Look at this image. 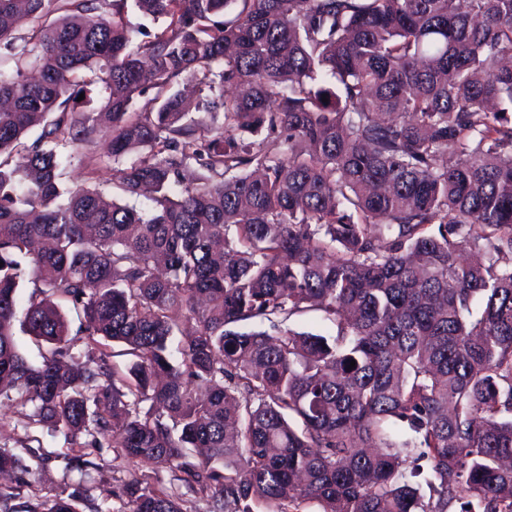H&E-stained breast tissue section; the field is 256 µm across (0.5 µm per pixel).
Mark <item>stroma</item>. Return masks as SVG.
Returning <instances> with one entry per match:
<instances>
[{
    "mask_svg": "<svg viewBox=\"0 0 512 512\" xmlns=\"http://www.w3.org/2000/svg\"><path fill=\"white\" fill-rule=\"evenodd\" d=\"M110 143V133L100 132L89 147L99 160L93 178H86L83 168L75 163L67 166L65 183L74 187L88 181L104 193H111L115 173L108 159ZM31 412L28 406L7 401L0 403V447L21 453L23 447L36 444L50 455L49 462L44 465L24 456L32 492L45 498L83 487L89 499L81 503L82 512H129L123 486L136 472V464L117 455L113 449L95 448L90 454L91 467L78 470L64 456L67 443L63 434L31 420Z\"/></svg>",
    "mask_w": 512,
    "mask_h": 512,
    "instance_id": "stroma-1",
    "label": "stroma"
}]
</instances>
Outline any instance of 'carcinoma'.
<instances>
[{
  "label": "carcinoma",
  "mask_w": 512,
  "mask_h": 512,
  "mask_svg": "<svg viewBox=\"0 0 512 512\" xmlns=\"http://www.w3.org/2000/svg\"><path fill=\"white\" fill-rule=\"evenodd\" d=\"M506 56L512 0H0V399L145 465L131 512H183L162 469L207 512H512ZM97 110L147 216L62 180ZM297 332H308L322 336H334L336 327L328 321L323 320L321 313L308 311L305 314L290 317L283 325Z\"/></svg>",
  "instance_id": "obj_1"
}]
</instances>
